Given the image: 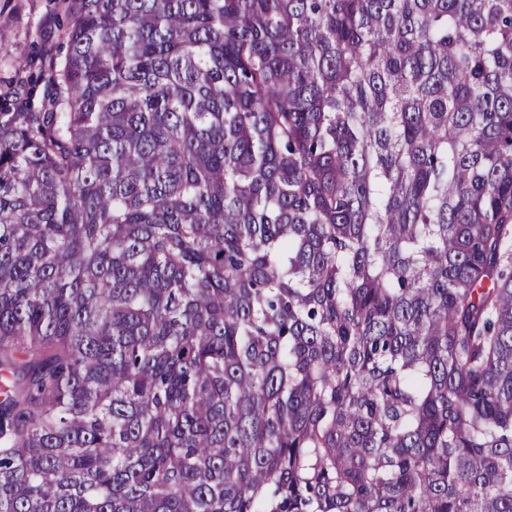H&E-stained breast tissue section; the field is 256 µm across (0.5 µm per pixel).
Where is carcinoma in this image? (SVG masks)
Segmentation results:
<instances>
[{"label": "carcinoma", "instance_id": "1", "mask_svg": "<svg viewBox=\"0 0 512 512\" xmlns=\"http://www.w3.org/2000/svg\"><path fill=\"white\" fill-rule=\"evenodd\" d=\"M0 91V512H512V0H56Z\"/></svg>", "mask_w": 512, "mask_h": 512}]
</instances>
